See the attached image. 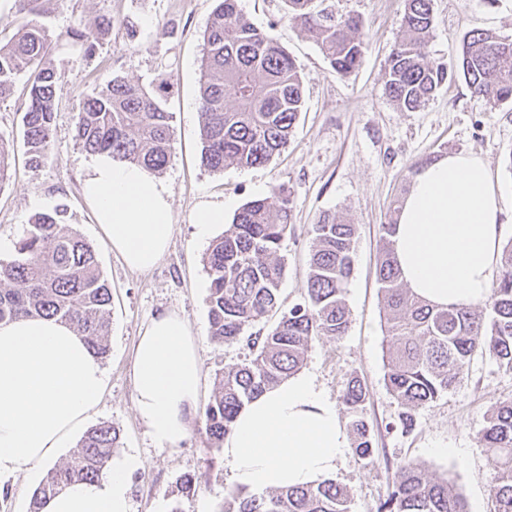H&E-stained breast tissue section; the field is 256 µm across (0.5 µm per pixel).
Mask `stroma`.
<instances>
[{
  "instance_id": "35a3bbf8",
  "label": "stroma",
  "mask_w": 512,
  "mask_h": 512,
  "mask_svg": "<svg viewBox=\"0 0 512 512\" xmlns=\"http://www.w3.org/2000/svg\"><path fill=\"white\" fill-rule=\"evenodd\" d=\"M325 4L336 15H356L364 23L363 62L344 77L289 22L285 0H238L241 13L294 58L303 82L304 104L290 141L263 166L228 165L213 172L202 162L197 99L203 35L215 0H43L36 20L54 33L100 16L111 18L112 29L91 56L65 45L54 48L57 108L48 157L40 168H29L24 154L25 76H17L10 96L0 100V138L13 143L16 157L11 179L0 187V239L18 243L32 215L67 206L72 228L95 249L112 287L109 353L103 361L108 384L89 423L119 429L121 446L114 459L133 455L141 462L130 476L131 512L224 510L229 471L201 426L216 372L238 363L248 349L242 342L225 345L210 338L203 257L211 238L199 236L194 216L202 206H220L225 223L232 222L243 204L275 187L284 188L292 209L293 230L279 250L285 262L283 308L302 298L314 247L312 224L329 214L357 227L346 288L349 330L337 341L316 340L302 365L331 401H338L351 377L366 387L364 418L375 461L364 463L349 452L332 473L350 491L349 512H376L397 466L406 461L448 480L467 512H493L489 489L494 469L478 433L491 406L512 398V373L489 357L475 356L448 394L417 410L411 432L395 428L400 408L385 383L386 338L376 268L383 245L380 226L389 218L393 198L408 188L409 167L449 154H475L498 175L506 201L503 238L512 239V102L489 106L455 79L418 110H401L386 91L385 68L400 35L403 0ZM432 9L435 25L426 53L447 67L457 64L470 30L512 36V0L492 6L485 0H432ZM116 75L162 89L164 106L173 114L171 157L160 178L171 189L175 230L165 255L144 272L129 270L112 251L78 189L93 157L75 140L76 110L86 94ZM164 310L187 319L203 361L199 400L186 416L187 436L174 450L158 445L137 417L131 374L141 331Z\"/></svg>"
}]
</instances>
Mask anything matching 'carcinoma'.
<instances>
[{"label": "carcinoma", "instance_id": "carcinoma-1", "mask_svg": "<svg viewBox=\"0 0 512 512\" xmlns=\"http://www.w3.org/2000/svg\"><path fill=\"white\" fill-rule=\"evenodd\" d=\"M324 0H286L288 19L319 46L333 71L345 76L364 57L358 16H337ZM434 25L431 0H404L401 35L394 45L385 87L398 108H420L448 81V68L427 58L424 48ZM108 20L79 21L63 36L30 23L9 43L0 44V99L14 79L28 74L29 103L22 115L25 153L30 164L47 158L57 76L52 48L60 40L95 52L110 28ZM458 71L471 92L489 104L512 101V38L484 30L469 32ZM303 105L302 79L295 61L267 32L238 9V0H217L204 33L198 107L202 159L214 172L224 166L268 163L288 145ZM171 113L157 93L116 76L86 96L75 122L78 145L90 155L140 165L160 174L169 160ZM13 145L0 138V187L9 177ZM290 200L275 188L246 203L204 257L209 277L210 337L217 343L246 340L251 355L219 372L202 431L214 448L223 447L238 412L255 395L295 374L311 343L346 335L350 311L345 288L353 270L356 227L325 215L312 225L314 249L302 300L269 328L249 336L244 330L278 309L284 263L278 256L291 230ZM67 210L35 215L16 248L0 262V322L20 317L58 319L84 337L100 358L108 355L112 292L94 248L66 222ZM384 242L377 266L388 347L386 385L401 408L399 425L412 430L414 412L436 401L468 370L480 353L512 373V241L501 250L500 270L487 299L475 306L433 305L406 287L391 237L396 222L381 225ZM366 390L351 378L342 395L349 418L353 454L372 461L373 442L364 419ZM496 471L490 496L494 512H512V400L496 404L479 435ZM120 432L101 423L87 430L66 463L53 466L34 491L29 512L73 481L103 474ZM348 489L325 478L303 487L261 494L229 489L224 512H349ZM376 512H466L448 481L419 464L397 467L386 498Z\"/></svg>", "mask_w": 512, "mask_h": 512}]
</instances>
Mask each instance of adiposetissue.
<instances>
[{"label": "adipose tissue", "mask_w": 512, "mask_h": 512, "mask_svg": "<svg viewBox=\"0 0 512 512\" xmlns=\"http://www.w3.org/2000/svg\"><path fill=\"white\" fill-rule=\"evenodd\" d=\"M81 194L113 251L133 271L153 268L175 224L169 187L145 168L95 161ZM502 196L485 161L451 154L420 169L396 216L393 249L413 293L439 305L485 301L499 275ZM202 360L187 320L154 317L134 352L138 418L158 443L177 448L196 403ZM102 361L64 323L19 318L0 323V479L35 474L87 421L106 386ZM349 448L335 402L315 376L297 372L252 400L224 439L233 486L263 492L305 486L335 470ZM125 457L98 479L77 481L40 512H130Z\"/></svg>", "instance_id": "adipose-tissue-1"}]
</instances>
